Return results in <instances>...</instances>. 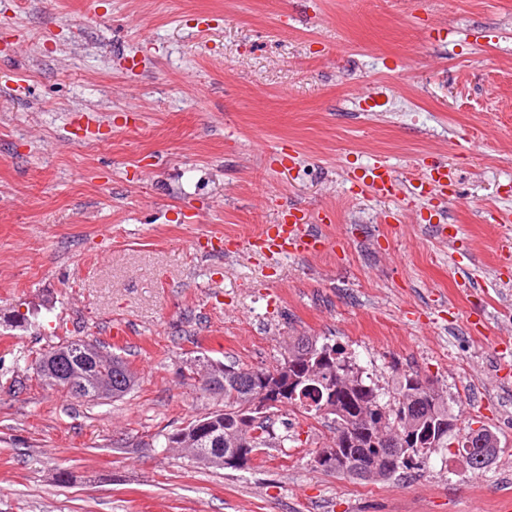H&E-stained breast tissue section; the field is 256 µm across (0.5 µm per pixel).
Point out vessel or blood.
<instances>
[{"mask_svg":"<svg viewBox=\"0 0 512 512\" xmlns=\"http://www.w3.org/2000/svg\"><path fill=\"white\" fill-rule=\"evenodd\" d=\"M449 178L447 165L437 161L417 167L413 178L406 182L401 181L389 165L375 162L353 175L351 182L361 192L378 199H391L403 194L423 198L433 192L446 194ZM314 221V215L303 210L289 213L283 223L265 225L253 237L250 246L254 251L272 255L319 253L326 249L328 240L312 231Z\"/></svg>","mask_w":512,"mask_h":512,"instance_id":"vessel-or-blood-1","label":"vessel or blood"}]
</instances>
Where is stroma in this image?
Masks as SVG:
<instances>
[{"label": "stroma", "mask_w": 512, "mask_h": 512, "mask_svg": "<svg viewBox=\"0 0 512 512\" xmlns=\"http://www.w3.org/2000/svg\"><path fill=\"white\" fill-rule=\"evenodd\" d=\"M436 157L451 202L349 190L348 168ZM291 207L334 211V247L249 253ZM494 208L512 210V0H0V512H505ZM299 336L342 346L388 403L419 373L497 434L493 466L440 448L355 482L314 462L327 424L286 408L248 470L154 447L223 408L186 378L199 358L266 368ZM65 340L122 356L134 390L44 386L29 362Z\"/></svg>", "instance_id": "obj_1"}]
</instances>
